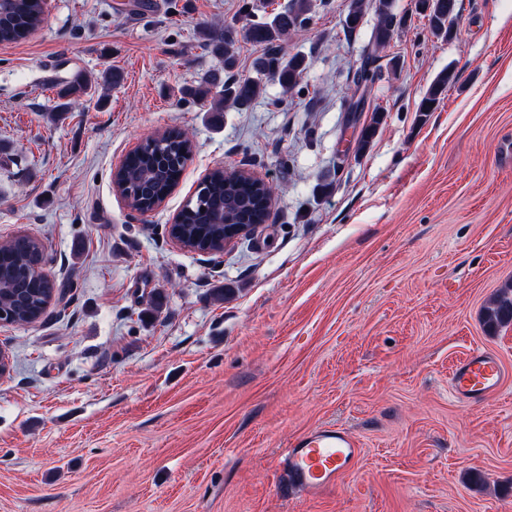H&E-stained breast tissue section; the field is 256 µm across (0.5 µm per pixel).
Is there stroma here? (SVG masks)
Instances as JSON below:
<instances>
[{"instance_id": "stroma-1", "label": "stroma", "mask_w": 512, "mask_h": 512, "mask_svg": "<svg viewBox=\"0 0 512 512\" xmlns=\"http://www.w3.org/2000/svg\"><path fill=\"white\" fill-rule=\"evenodd\" d=\"M349 2L313 0L289 92L241 30L292 0H46L0 44V243L43 241L57 288L39 322L0 326V512H512V323L484 324L512 285V0H457L447 41L396 0L407 23L380 50L373 13L347 31ZM213 26L237 32L232 70ZM111 69L104 101L58 111ZM212 73L260 95L211 111L220 83L184 90ZM172 129L193 152L138 215L113 173ZM220 167L277 187L269 217L222 256L182 249L169 226ZM476 347L506 380L466 407L448 367ZM327 424L359 439L356 469L280 492L284 448ZM453 79L454 76L451 71H443L440 73L430 86L427 95L422 100L419 112H431L436 103L440 101L441 96L446 92L448 83L452 82ZM431 103H434V106H431Z\"/></svg>"}]
</instances>
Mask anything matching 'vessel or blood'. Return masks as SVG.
<instances>
[{
  "label": "vessel or blood",
  "mask_w": 512,
  "mask_h": 512,
  "mask_svg": "<svg viewBox=\"0 0 512 512\" xmlns=\"http://www.w3.org/2000/svg\"><path fill=\"white\" fill-rule=\"evenodd\" d=\"M505 371L500 357L488 349H474L456 360L449 381L456 399L469 406L488 402L502 388ZM360 457V442L345 429L324 425L294 439L284 451V467L290 484L308 495L329 493Z\"/></svg>",
  "instance_id": "1"
}]
</instances>
